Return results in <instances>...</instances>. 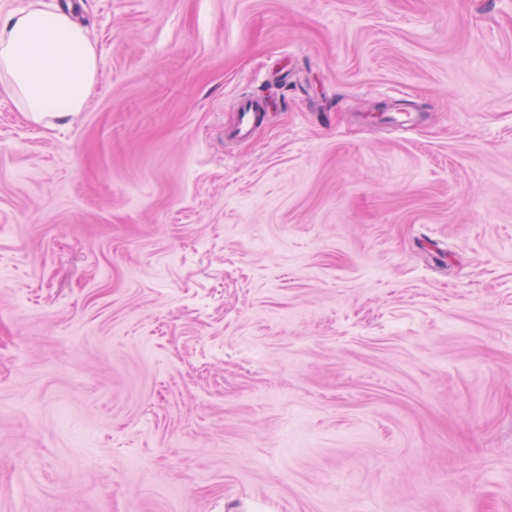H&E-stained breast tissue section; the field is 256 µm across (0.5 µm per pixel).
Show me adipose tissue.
Instances as JSON below:
<instances>
[{
	"label": "adipose tissue",
	"mask_w": 512,
	"mask_h": 512,
	"mask_svg": "<svg viewBox=\"0 0 512 512\" xmlns=\"http://www.w3.org/2000/svg\"><path fill=\"white\" fill-rule=\"evenodd\" d=\"M98 77L87 32L58 0H30L0 15V94L36 123L84 112Z\"/></svg>",
	"instance_id": "adipose-tissue-1"
}]
</instances>
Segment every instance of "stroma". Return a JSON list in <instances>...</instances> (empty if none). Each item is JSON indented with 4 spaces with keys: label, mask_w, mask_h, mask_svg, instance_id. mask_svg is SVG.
<instances>
[{
    "label": "stroma",
    "mask_w": 512,
    "mask_h": 512,
    "mask_svg": "<svg viewBox=\"0 0 512 512\" xmlns=\"http://www.w3.org/2000/svg\"><path fill=\"white\" fill-rule=\"evenodd\" d=\"M72 3L85 111L0 94V512H512V0ZM256 99L244 97L239 104L240 120L236 128L238 137H245L250 132L252 126L257 122V112L255 111Z\"/></svg>",
    "instance_id": "stroma-1"
}]
</instances>
